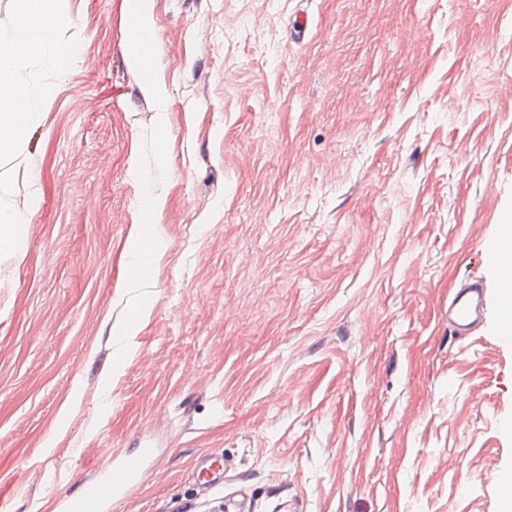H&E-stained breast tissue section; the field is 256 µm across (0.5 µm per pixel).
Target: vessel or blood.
<instances>
[{
	"label": "vessel or blood",
	"mask_w": 512,
	"mask_h": 512,
	"mask_svg": "<svg viewBox=\"0 0 512 512\" xmlns=\"http://www.w3.org/2000/svg\"><path fill=\"white\" fill-rule=\"evenodd\" d=\"M484 259L497 272L499 292L512 294V262L491 247L485 248ZM492 316L497 319L501 341L511 344L512 308L492 307L484 280L477 278L463 284L448 300V327L458 341L470 340ZM159 453V444L153 440L140 441L132 451L108 452L106 463L98 473L85 479L77 492L55 500V512H112L114 503L137 492ZM192 470L200 491L210 492L224 483L223 455H202Z\"/></svg>",
	"instance_id": "obj_1"
}]
</instances>
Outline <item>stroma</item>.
I'll use <instances>...</instances> for the list:
<instances>
[{"label":"stroma","mask_w":512,"mask_h":512,"mask_svg":"<svg viewBox=\"0 0 512 512\" xmlns=\"http://www.w3.org/2000/svg\"><path fill=\"white\" fill-rule=\"evenodd\" d=\"M135 7L56 0L69 59L20 63L0 512H53L149 435L166 455L113 512H503L512 347L452 339L448 296L494 279L482 240L512 225V0ZM214 450L224 485L195 495ZM32 204L23 199L0 208V255H12L26 235Z\"/></svg>","instance_id":"obj_1"}]
</instances>
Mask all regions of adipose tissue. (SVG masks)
<instances>
[{
	"label": "adipose tissue",
	"mask_w": 512,
	"mask_h": 512,
	"mask_svg": "<svg viewBox=\"0 0 512 512\" xmlns=\"http://www.w3.org/2000/svg\"><path fill=\"white\" fill-rule=\"evenodd\" d=\"M27 14L14 25L8 39H0V156L12 155L25 141L34 114L26 83L12 65L34 49L65 59L70 51L53 41L51 33L62 19L53 10L54 0H25ZM30 201L0 208V255L14 254L30 224Z\"/></svg>",
	"instance_id": "adipose-tissue-1"
}]
</instances>
